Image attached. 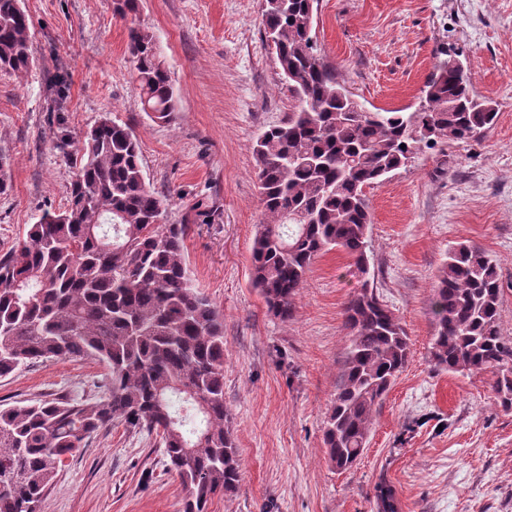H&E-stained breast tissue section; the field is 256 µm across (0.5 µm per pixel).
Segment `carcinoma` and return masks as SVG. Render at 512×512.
Wrapping results in <instances>:
<instances>
[{
	"instance_id": "cac0c4a2",
	"label": "carcinoma",
	"mask_w": 512,
	"mask_h": 512,
	"mask_svg": "<svg viewBox=\"0 0 512 512\" xmlns=\"http://www.w3.org/2000/svg\"><path fill=\"white\" fill-rule=\"evenodd\" d=\"M315 0H266L262 24L293 99L291 112L253 148L268 222L252 247L251 283L286 322L307 273L338 248L359 288L344 308L349 334L340 384L325 422L328 462L338 471L363 455L374 410L406 367L410 342L369 281L367 190L423 148L467 142L489 128L493 102L477 96L468 63L439 61L421 109L345 111L353 95L311 35ZM126 20L140 0H113ZM30 22L20 0H0V70L32 64ZM128 50L143 110L175 119L171 76L154 35L131 24ZM68 206L46 212L0 255V377L50 358H91L111 369L96 400L59 397L0 407V512H41L54 477L86 439L119 419L159 437L166 466L186 492L183 512H207L235 492L241 459L224 407V316L194 283L188 225L168 224L167 199L146 184L132 128L104 116L70 156ZM496 261L459 242L439 268L432 311L435 366L496 372L494 390L512 409V344L499 329ZM379 512H398L393 489L376 488Z\"/></svg>"
}]
</instances>
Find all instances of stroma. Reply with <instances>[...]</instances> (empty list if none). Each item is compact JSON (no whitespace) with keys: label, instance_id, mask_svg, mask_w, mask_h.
Instances as JSON below:
<instances>
[{"label":"stroma","instance_id":"obj_1","mask_svg":"<svg viewBox=\"0 0 512 512\" xmlns=\"http://www.w3.org/2000/svg\"><path fill=\"white\" fill-rule=\"evenodd\" d=\"M34 63L0 72V254L44 212L67 204V161L101 117L128 124L147 183L188 227L186 257L224 315V405L242 460L239 489L208 512H512V409L495 376L435 367V276L450 245L487 250L500 274V330L512 341V0H316L320 55L368 108L413 111L445 52L471 63L474 91L497 118L478 138L419 152L368 190L374 284L410 339L407 366L376 410L368 446L339 472L323 429L348 346L343 308L358 286L334 249L311 266L293 320L269 315L252 288L251 247L264 214L253 146L292 107L261 20V0H142L175 87V122L142 110L127 21L112 0H21ZM93 359L48 360L0 378V405L66 394L96 398ZM185 491L156 436L112 423L50 485L41 512H182Z\"/></svg>","mask_w":512,"mask_h":512}]
</instances>
